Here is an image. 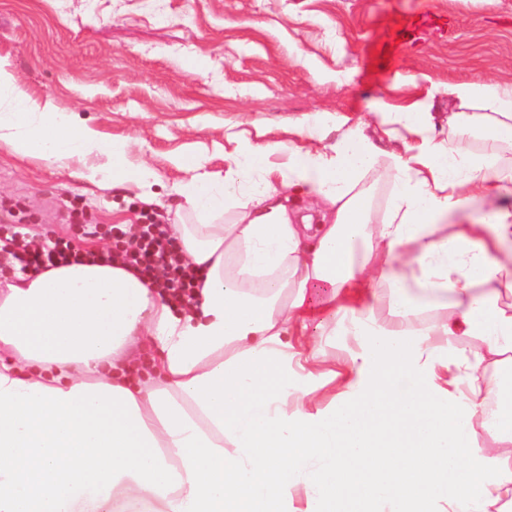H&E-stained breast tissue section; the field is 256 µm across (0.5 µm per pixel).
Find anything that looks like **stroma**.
I'll return each mask as SVG.
<instances>
[{
	"label": "stroma",
	"mask_w": 512,
	"mask_h": 512,
	"mask_svg": "<svg viewBox=\"0 0 512 512\" xmlns=\"http://www.w3.org/2000/svg\"><path fill=\"white\" fill-rule=\"evenodd\" d=\"M0 65L37 104L74 114L152 172L157 198L108 187L111 161L53 165L0 149V223L18 215L85 246L93 223L144 208L192 223L177 186L223 180L242 140L285 142L306 115L341 113L385 138L381 114L431 104L449 138L448 86L512 83V0H0Z\"/></svg>",
	"instance_id": "1"
}]
</instances>
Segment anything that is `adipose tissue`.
Segmentation results:
<instances>
[{
    "label": "adipose tissue",
    "mask_w": 512,
    "mask_h": 512,
    "mask_svg": "<svg viewBox=\"0 0 512 512\" xmlns=\"http://www.w3.org/2000/svg\"><path fill=\"white\" fill-rule=\"evenodd\" d=\"M384 123L387 153L319 114L297 133L342 130L330 150L250 143L223 181L181 185L197 222L172 231L205 272L187 312L101 261L0 282V512H512V426L488 412L512 406V159L437 140L427 110ZM448 129L511 140L512 88L449 85ZM0 147L97 150L113 186L150 182L1 67ZM385 153L394 189L373 226L358 184ZM294 187L320 219L289 213ZM425 292L443 302L416 329ZM339 316L359 342L344 372L315 342ZM143 340L161 357L133 383Z\"/></svg>",
    "instance_id": "obj_1"
}]
</instances>
